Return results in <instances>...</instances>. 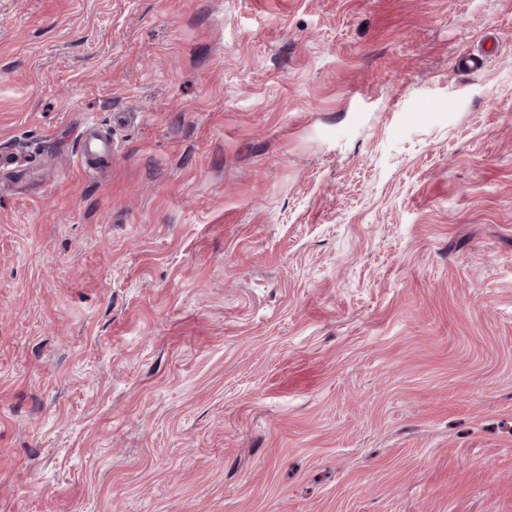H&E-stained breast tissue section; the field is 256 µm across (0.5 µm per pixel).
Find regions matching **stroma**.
Returning a JSON list of instances; mask_svg holds the SVG:
<instances>
[{
  "label": "stroma",
  "instance_id": "obj_1",
  "mask_svg": "<svg viewBox=\"0 0 512 512\" xmlns=\"http://www.w3.org/2000/svg\"><path fill=\"white\" fill-rule=\"evenodd\" d=\"M0 153V512H512V0H0ZM96 128L87 131L77 155L79 163L87 169L98 168L112 159V141L105 136L93 134Z\"/></svg>",
  "mask_w": 512,
  "mask_h": 512
}]
</instances>
